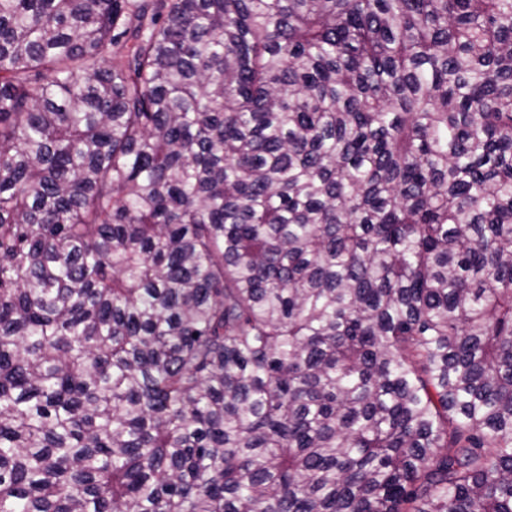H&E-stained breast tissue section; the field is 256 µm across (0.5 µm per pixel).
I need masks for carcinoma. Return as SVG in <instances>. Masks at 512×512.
<instances>
[{
  "mask_svg": "<svg viewBox=\"0 0 512 512\" xmlns=\"http://www.w3.org/2000/svg\"><path fill=\"white\" fill-rule=\"evenodd\" d=\"M0 512H512V0H0Z\"/></svg>",
  "mask_w": 512,
  "mask_h": 512,
  "instance_id": "1",
  "label": "carcinoma"
}]
</instances>
